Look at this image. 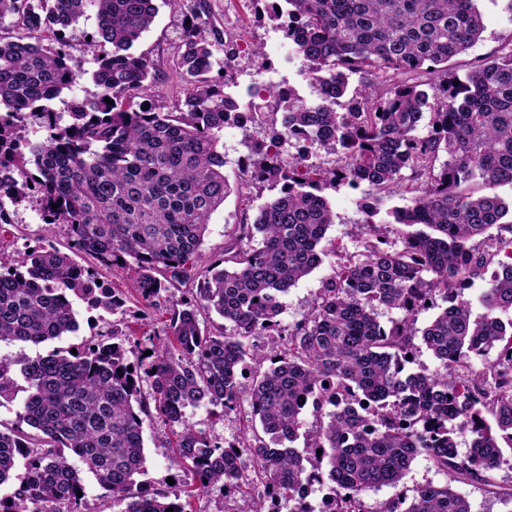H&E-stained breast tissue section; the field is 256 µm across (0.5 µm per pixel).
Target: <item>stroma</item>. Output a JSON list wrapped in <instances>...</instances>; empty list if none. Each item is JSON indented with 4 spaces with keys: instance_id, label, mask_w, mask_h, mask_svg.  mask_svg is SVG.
<instances>
[{
    "instance_id": "1",
    "label": "stroma",
    "mask_w": 512,
    "mask_h": 512,
    "mask_svg": "<svg viewBox=\"0 0 512 512\" xmlns=\"http://www.w3.org/2000/svg\"><path fill=\"white\" fill-rule=\"evenodd\" d=\"M210 18L220 33L221 40L214 45L216 58L224 56V42H233L236 54L224 71V91L240 104H247L256 85L271 81L285 87L300 89L305 98H312L309 79L301 66L300 59L289 46L282 32L268 19L258 18L255 12L244 7L242 0H207ZM486 29L479 41L468 53L458 57L451 67L458 76H466L482 61L512 42V16L504 9L502 0H484ZM197 12V0H179L178 4L159 5L158 14L150 30L137 46L138 51L149 54L155 63L157 78L147 96L148 102L163 101L173 105L182 95L183 81L174 65L187 24ZM95 17H87L70 29L63 39L65 51L71 55L78 74L71 93L83 96L90 88L89 74L95 63L85 52L88 36L95 34ZM261 46V55H253V46ZM274 130L272 114H259L256 122L247 128L229 124L222 133L224 145V175L233 191L222 207L212 214L201 248V264H208L224 249L227 240L238 237V227L244 220L254 218L258 207L276 197L280 187L273 182L252 183L245 166L250 147L256 143H270ZM326 196L335 214V222L326 233L327 241L336 243L337 249L327 252L322 261L310 274L292 286L283 297V309L279 316L282 328L291 330L314 307L325 283L342 262L345 253L354 251L356 227L363 220L361 205L366 201L377 202L379 220H386L388 210L408 205L410 196L406 193L377 194L368 184H340L328 189ZM8 214L6 225L0 226V265L9 267L17 263L27 251L40 246L52 247L72 255L82 266L96 272L99 280L115 288L124 296L125 303L116 312L88 310L80 299L72 304L77 319L74 332L38 346L0 344V356L16 357L19 353L36 355L53 349H72L97 339L99 334L116 330L129 338L156 336L166 338L168 334L169 310L172 300L169 296L157 299L154 305L142 301L134 279L133 271L105 266L93 257L75 251L73 241L65 225L48 224L43 220L36 194H28L19 203H5ZM248 404H241L236 411L224 412L222 408L202 406L188 410L187 417L195 428L203 431L212 442L220 446L239 445L247 442L251 434L246 430ZM144 446L147 471L141 481L151 489L181 492L185 477L177 465L173 452L175 437L168 425L155 417L146 418L144 423ZM448 482L445 474L439 473L424 456H417L401 484L367 491L364 500L368 506L397 496L412 494L422 483ZM234 506L237 512H268L269 505L257 495H233L219 485L213 486L207 494L194 497L192 512H225L227 506Z\"/></svg>"
}]
</instances>
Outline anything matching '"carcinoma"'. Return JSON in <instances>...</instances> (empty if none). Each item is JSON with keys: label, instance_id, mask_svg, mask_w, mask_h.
I'll return each mask as SVG.
<instances>
[{"label": "carcinoma", "instance_id": "obj_1", "mask_svg": "<svg viewBox=\"0 0 512 512\" xmlns=\"http://www.w3.org/2000/svg\"><path fill=\"white\" fill-rule=\"evenodd\" d=\"M254 2L292 43L316 98L263 84L255 92L262 103L248 108L281 112L273 147L294 142L346 162L323 169L304 164L301 153L288 161L254 147L251 179L280 184V195L241 227V239L260 235L257 246L226 242L200 275L207 224L231 193L220 133L243 126L240 105L211 76L207 22L188 28L177 54L186 83L178 106L144 110L139 99L155 64L132 49L154 23L156 0H0V17L21 22L16 39L0 40V194L15 201L36 191L44 218L66 225L76 250L132 270L149 304L173 282L202 276L195 294L173 301L167 342L146 336L127 348L100 339L75 355L0 358V406L14 398L19 365L28 385L21 418L32 428L0 429V486L25 460L0 512H80L85 472L112 494L116 512H187L179 496L137 481L147 463L144 418L153 414L176 436L189 497L222 483L264 496L269 512H315L305 486L328 482L329 512H471L448 484L431 481L410 498L367 506L366 491L397 485L424 455L437 471L512 506V485L493 478L512 451V236L488 234L512 211L500 195L512 189V45L462 79L448 75V63L481 40L482 0ZM90 10L94 91L64 101L63 125L52 103L76 72L63 49L44 44L45 33L61 41ZM103 42L112 52L97 53ZM391 72L403 80L388 89ZM430 83L432 99L422 90ZM28 114L45 137L25 138ZM441 151L448 161L436 173ZM407 168L422 178L419 194L381 224L375 206H361L358 250L346 254L271 366L243 383L247 361L268 358L255 338L279 332L282 296L321 261L318 246L335 223L325 190L365 182L395 192ZM492 265L476 316L463 290ZM94 290L105 311L124 304L71 256L33 250L0 270V342L61 338L76 327L70 297ZM439 299L447 306L416 327L417 314ZM380 307L399 316L383 324ZM203 311L224 324L201 325ZM421 344L439 368L409 372ZM474 356L484 359L475 373ZM243 401L255 456L246 482L237 447L212 443L186 418L189 408L232 411ZM309 403L328 409L327 421L300 452L291 443ZM466 436L470 451L461 456Z\"/></svg>", "mask_w": 512, "mask_h": 512}]
</instances>
